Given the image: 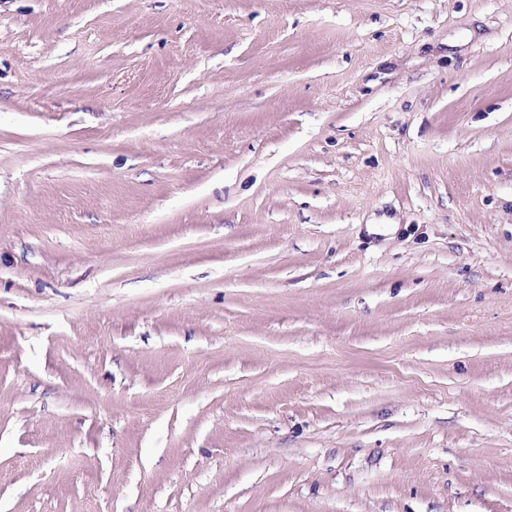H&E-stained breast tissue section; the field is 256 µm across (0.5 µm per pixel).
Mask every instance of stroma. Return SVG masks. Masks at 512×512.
I'll return each mask as SVG.
<instances>
[{"label": "stroma", "instance_id": "35a3bbf8", "mask_svg": "<svg viewBox=\"0 0 512 512\" xmlns=\"http://www.w3.org/2000/svg\"><path fill=\"white\" fill-rule=\"evenodd\" d=\"M0 512H512V0H0Z\"/></svg>", "mask_w": 512, "mask_h": 512}]
</instances>
